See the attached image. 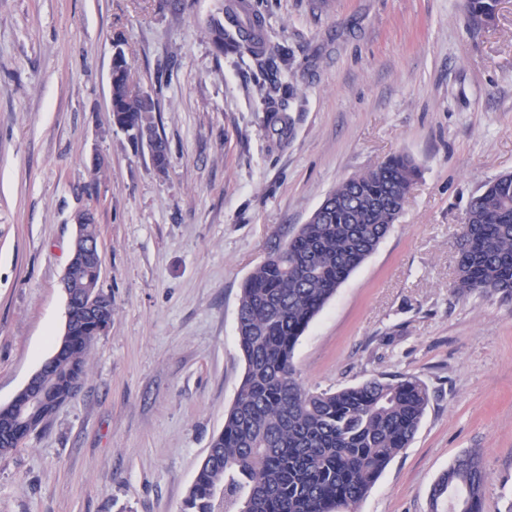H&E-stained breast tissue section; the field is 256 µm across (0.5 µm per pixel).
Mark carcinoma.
<instances>
[{
  "mask_svg": "<svg viewBox=\"0 0 512 512\" xmlns=\"http://www.w3.org/2000/svg\"><path fill=\"white\" fill-rule=\"evenodd\" d=\"M500 0H464L468 29L496 18ZM205 33L261 64L285 54L266 41L261 13L249 0H216ZM130 72L115 64L112 111L139 130L154 98L128 89ZM267 123L287 130V103L263 98ZM418 167L397 155L330 192L309 217L248 275L240 291L239 347L246 369L214 457L200 467L184 512H354L390 461L412 441L429 405L428 388L409 376L373 377L336 391L304 386L296 345L312 320L377 248L405 206ZM454 287L461 293L512 298V173L486 183L466 214ZM109 324L72 316L69 340L46 366L55 399H72L87 374L95 337ZM486 473L464 453L435 481L431 512H482Z\"/></svg>",
  "mask_w": 512,
  "mask_h": 512,
  "instance_id": "carcinoma-1",
  "label": "carcinoma"
}]
</instances>
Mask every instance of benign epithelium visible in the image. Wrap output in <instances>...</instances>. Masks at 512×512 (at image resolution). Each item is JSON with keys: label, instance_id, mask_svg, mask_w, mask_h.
<instances>
[{"label": "benign epithelium", "instance_id": "benign-epithelium-1", "mask_svg": "<svg viewBox=\"0 0 512 512\" xmlns=\"http://www.w3.org/2000/svg\"><path fill=\"white\" fill-rule=\"evenodd\" d=\"M102 259L98 241L76 237L72 258L62 281L67 305L78 302L86 317L101 320L109 310L110 295L100 285ZM49 384L44 381V368H39L28 379L7 407L13 412L10 433L13 441L38 428V418L46 403Z\"/></svg>", "mask_w": 512, "mask_h": 512}]
</instances>
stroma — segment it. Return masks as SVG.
I'll return each mask as SVG.
<instances>
[{"mask_svg": "<svg viewBox=\"0 0 512 512\" xmlns=\"http://www.w3.org/2000/svg\"><path fill=\"white\" fill-rule=\"evenodd\" d=\"M295 87L217 55L214 0H0V405L52 355L76 223L92 212L112 324L75 397L0 458V512H183L245 373L242 282L339 182L404 154L403 214L300 337L312 389L415 376L430 404L356 512H429L461 453L512 506V299L453 286L473 197L512 173V0L467 30L462 0H257ZM169 162L111 122L112 42ZM107 160L93 174L90 158ZM263 104L267 123L275 130L279 131L281 135L285 134L287 130V120L289 129V118L284 113L287 110L285 100H276L273 96L268 94L263 98ZM276 127H278V129H276Z\"/></svg>", "mask_w": 512, "mask_h": 512, "instance_id": "obj_1", "label": "stroma"}]
</instances>
